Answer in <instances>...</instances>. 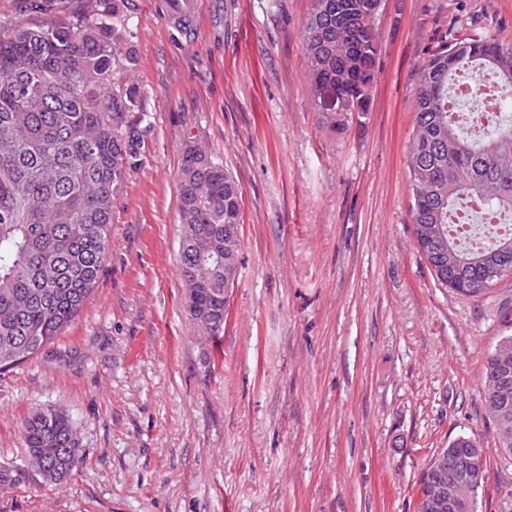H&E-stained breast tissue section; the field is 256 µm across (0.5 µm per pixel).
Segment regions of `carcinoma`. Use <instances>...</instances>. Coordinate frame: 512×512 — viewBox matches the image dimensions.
I'll list each match as a JSON object with an SVG mask.
<instances>
[{"mask_svg":"<svg viewBox=\"0 0 512 512\" xmlns=\"http://www.w3.org/2000/svg\"><path fill=\"white\" fill-rule=\"evenodd\" d=\"M381 0H311L303 31L313 105L334 127L368 111L376 79L375 19ZM124 0H96L84 15L20 23L0 34V369L35 354L79 315L108 253L115 199L142 165L137 57L128 42ZM487 70L512 97V42L488 29L432 51L419 69L415 134L407 154L412 223L418 249L441 285L469 297L485 293L487 264L512 270V233L493 223L471 226L461 242L453 219L470 202L491 218L512 220V119L486 131L481 116L463 132L448 108L459 73ZM242 188L224 159L185 141L179 174V270L191 288L192 315L212 336L224 332V287L235 280L241 237L224 240V225L241 223ZM439 245L463 260L456 269L433 256ZM485 406L501 410L512 437V367L503 378L495 354L485 362ZM62 411H37L23 425L28 453L49 457L73 448ZM454 438L440 454L475 447Z\"/></svg>","mask_w":512,"mask_h":512,"instance_id":"obj_1","label":"carcinoma"}]
</instances>
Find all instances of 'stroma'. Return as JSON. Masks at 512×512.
<instances>
[{
  "mask_svg": "<svg viewBox=\"0 0 512 512\" xmlns=\"http://www.w3.org/2000/svg\"><path fill=\"white\" fill-rule=\"evenodd\" d=\"M165 2L125 0L149 125L97 282L62 336L0 370V512H418L422 470L459 435L490 463L477 512H512L484 403L512 276L477 298L434 280L407 168L423 60L487 27L512 41V0H382L369 109L339 131L309 95L311 0H199L191 42ZM93 6L0 0V32ZM189 135L243 191L215 337L183 311ZM36 410L72 420L63 483L28 463Z\"/></svg>",
  "mask_w": 512,
  "mask_h": 512,
  "instance_id": "stroma-1",
  "label": "stroma"
}]
</instances>
